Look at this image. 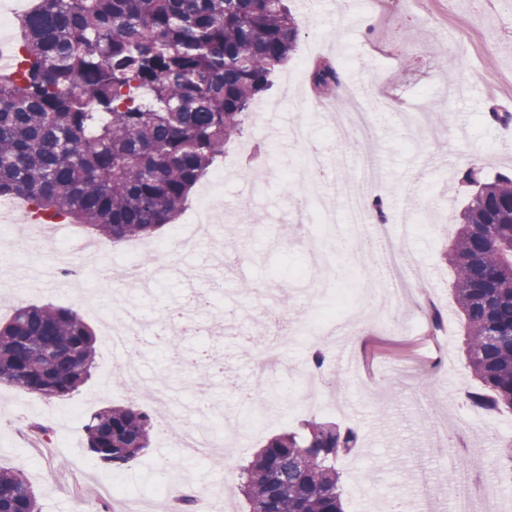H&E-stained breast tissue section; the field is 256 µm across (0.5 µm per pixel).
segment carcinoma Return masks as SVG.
<instances>
[{
	"instance_id": "carcinoma-1",
	"label": "carcinoma",
	"mask_w": 512,
	"mask_h": 512,
	"mask_svg": "<svg viewBox=\"0 0 512 512\" xmlns=\"http://www.w3.org/2000/svg\"><path fill=\"white\" fill-rule=\"evenodd\" d=\"M26 70L0 75V198L124 241L186 207L224 146L244 134L257 100L294 54L286 0H38L22 21ZM315 91L341 87L330 61ZM446 258L464 317L470 396L512 411V175L478 181ZM78 312L21 305L0 323V384L51 400L78 390L96 354ZM94 462L130 468L154 440L151 417L112 406L85 424ZM352 430L309 420L252 454L240 492L249 512H344L336 455ZM0 512H40L24 476L0 467Z\"/></svg>"
}]
</instances>
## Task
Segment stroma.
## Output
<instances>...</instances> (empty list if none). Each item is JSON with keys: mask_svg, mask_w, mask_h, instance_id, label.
<instances>
[{"mask_svg": "<svg viewBox=\"0 0 512 512\" xmlns=\"http://www.w3.org/2000/svg\"><path fill=\"white\" fill-rule=\"evenodd\" d=\"M290 6L300 29L297 50L264 95L267 110L259 122L247 125L242 138L227 146L224 182L210 197L214 211L228 214L239 200L249 199L254 182H263L255 218L213 225L197 251L182 255L158 279L151 308L186 307L200 298L210 306L207 316L169 327L179 350L154 345L134 350L147 363V376L172 392L168 406L130 393L119 378H107L113 352L104 325L113 320V310L92 313L84 299L52 288L18 297L19 289L40 276L42 266L34 257L0 275V320L22 302L52 303L78 311L97 336L92 376L73 394L48 401L0 385V467L29 480L41 512H78L82 497L97 512H124L134 499L145 502L139 512H169L170 502L156 500L155 490L183 474L194 476L214 501L231 495L236 512H246L237 484L225 481L228 474H239L241 462H201L158 440L132 468L85 470L80 464L88 456L85 431L72 426L70 412L86 421L100 409L128 404L147 412L158 426L166 417L181 418L185 406H204L214 433H221L225 419L236 422L234 435L248 454L271 436L314 418L353 430L357 448L336 457L344 512H387L395 503L424 512L430 502L434 512H451L455 484L448 478L444 449L453 443L471 446L485 461L480 487L497 491L494 500L477 498L481 512H512V487L501 486L496 469L504 441L493 430L512 414H487L467 398L481 385L467 366L451 290L453 270L445 260L458 208L469 191L465 159L481 157L477 174L482 179L512 173V125L484 119L494 104L512 111V0H430L426 13L419 0H396L387 12L372 0H350L344 8L338 0H290ZM363 14L378 21L377 34L363 31ZM313 39L321 44L317 59L337 64L346 84L373 110L378 190L391 211L407 213L405 223L393 230L406 247L417 284L427 290L418 306L394 300L375 309L372 291L380 272L350 260L359 239L337 188L363 179L360 159L337 125L335 97L316 95L302 83L295 93L286 91L289 71ZM388 95L423 106L432 135L415 139L396 109L374 111L375 100ZM300 120L307 126L302 143L292 136ZM306 145L325 164L322 184L293 179ZM246 167L256 178L244 177ZM295 200L314 211L323 205L336 211L335 223L305 225L314 251L302 249L291 221L269 216L271 209L290 207ZM228 243L242 245L249 258L221 270L210 252ZM314 252L329 256L334 271L323 305L335 306L338 320L356 324L359 336L351 361L332 358L324 373L326 388L308 393L299 369L312 350L308 279ZM271 282L288 296L289 366L266 374L264 391L248 403L237 390L252 386L253 356L278 334L277 326L255 311L259 288ZM436 311L442 315L437 329L430 324ZM306 397L313 402L308 409L300 406ZM35 423L48 427V435L32 432Z\"/></svg>", "mask_w": 512, "mask_h": 512, "instance_id": "obj_1", "label": "stroma"}]
</instances>
